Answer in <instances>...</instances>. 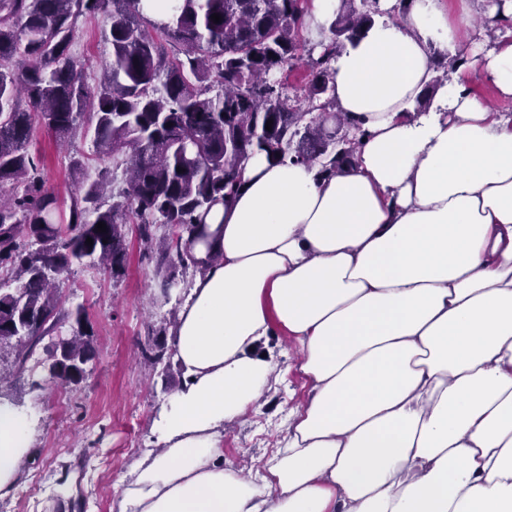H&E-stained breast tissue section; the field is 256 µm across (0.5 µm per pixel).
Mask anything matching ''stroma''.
Listing matches in <instances>:
<instances>
[{
    "mask_svg": "<svg viewBox=\"0 0 512 512\" xmlns=\"http://www.w3.org/2000/svg\"><path fill=\"white\" fill-rule=\"evenodd\" d=\"M108 28L101 15L76 21L74 56L92 85L108 58ZM28 149L43 159L46 187L62 202L74 189L71 156H84L89 170L98 166L89 140L78 137L63 148L40 126ZM128 242L130 263L122 278L92 265L60 278L62 309L83 307L95 331L98 356L86 380L70 387L47 380L34 390L29 371L15 370L11 352L0 353V367L12 373L0 384V393L39 415L21 479L14 494L0 500V512H118L119 478L153 449V421L184 375L174 359L146 374L142 348L149 327L179 311L196 273L186 269L175 287L162 290L154 262L143 257L136 234H129ZM258 350L272 356L282 374L254 410L226 428L224 464L232 468L280 447L289 409L306 402L310 393L293 367V336L274 331Z\"/></svg>",
    "mask_w": 512,
    "mask_h": 512,
    "instance_id": "35a3bbf8",
    "label": "stroma"
}]
</instances>
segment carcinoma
<instances>
[{"mask_svg":"<svg viewBox=\"0 0 512 512\" xmlns=\"http://www.w3.org/2000/svg\"><path fill=\"white\" fill-rule=\"evenodd\" d=\"M141 2L0 0V192L11 186L0 196V269L13 284L0 285V349L21 370L42 349L35 366L67 386L85 380L97 349L84 309L60 308L62 274L88 263L122 276L133 223L166 290L178 268L201 270L191 254L198 224L253 155L318 162L332 174L352 163L359 141V126L336 111L331 60L365 35L377 0H340L318 54L304 36L307 0H172L149 28ZM83 14L110 20L95 86L72 53ZM37 124L60 145L82 131L101 164L92 180L72 161L66 224L28 151ZM111 159L124 166L125 186L109 204ZM174 355L157 342L145 351L154 365Z\"/></svg>","mask_w":512,"mask_h":512,"instance_id":"1","label":"carcinoma"}]
</instances>
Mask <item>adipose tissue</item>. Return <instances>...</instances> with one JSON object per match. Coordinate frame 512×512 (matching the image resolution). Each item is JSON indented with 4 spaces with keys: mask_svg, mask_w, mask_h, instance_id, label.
I'll use <instances>...</instances> for the list:
<instances>
[{
    "mask_svg": "<svg viewBox=\"0 0 512 512\" xmlns=\"http://www.w3.org/2000/svg\"><path fill=\"white\" fill-rule=\"evenodd\" d=\"M472 32L442 0L374 21L331 61L354 164L258 153L213 206L173 330L186 379L120 512H512V115L470 80L512 97V40L443 82L434 60ZM276 329L311 395L247 476L224 466V427L277 383L257 351ZM35 424L0 402V499ZM472 88L477 97L483 102L490 103L497 108L498 112L512 115V97H500L491 84L476 75L472 77Z\"/></svg>",
    "mask_w": 512,
    "mask_h": 512,
    "instance_id": "ef3b65f1",
    "label": "adipose tissue"
}]
</instances>
